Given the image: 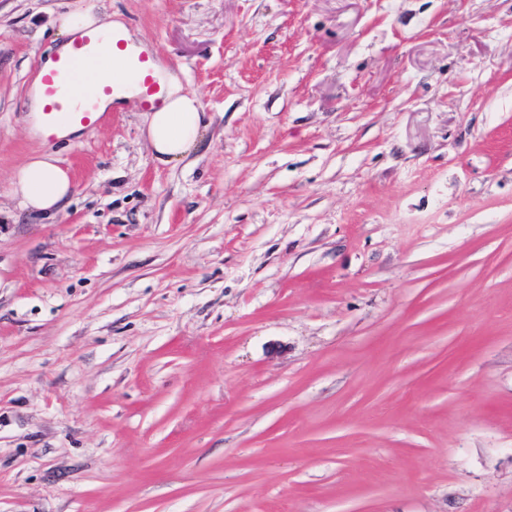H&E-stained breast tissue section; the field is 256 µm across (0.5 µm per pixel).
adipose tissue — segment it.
Segmentation results:
<instances>
[{
	"instance_id": "ef3b65f1",
	"label": "adipose tissue",
	"mask_w": 512,
	"mask_h": 512,
	"mask_svg": "<svg viewBox=\"0 0 512 512\" xmlns=\"http://www.w3.org/2000/svg\"><path fill=\"white\" fill-rule=\"evenodd\" d=\"M154 75L166 91L163 106L145 115V134L160 162H178L197 148L206 126L198 96L185 89L182 79L161 63H154ZM13 193L21 206L35 214L59 210L71 192V180L54 153L33 157L12 181Z\"/></svg>"
}]
</instances>
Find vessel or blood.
Returning <instances> with one entry per match:
<instances>
[{"label": "vessel or blood", "instance_id": "obj_1", "mask_svg": "<svg viewBox=\"0 0 512 512\" xmlns=\"http://www.w3.org/2000/svg\"><path fill=\"white\" fill-rule=\"evenodd\" d=\"M118 37L111 28L99 26L74 40L70 52L56 59L55 67L41 78V88L48 106L41 115L43 136L55 141V130L61 124L93 126L102 118L99 111L101 96H119L125 91L117 82H94L81 98H73L71 89L82 74H93L105 58L106 45L116 43ZM149 52L143 47L129 48L122 56L113 58L117 68L129 71L139 78V99L143 107L157 108L163 103L159 83L147 68Z\"/></svg>", "mask_w": 512, "mask_h": 512}]
</instances>
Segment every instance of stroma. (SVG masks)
Listing matches in <instances>:
<instances>
[{
    "mask_svg": "<svg viewBox=\"0 0 512 512\" xmlns=\"http://www.w3.org/2000/svg\"><path fill=\"white\" fill-rule=\"evenodd\" d=\"M90 6L185 161L135 100L35 133ZM0 512H512V0H0ZM153 69L166 97L161 108L145 112V134L155 158L162 163L179 162L199 145L206 115L198 96L185 89L177 72L159 61ZM58 162L54 153L44 152L17 171L12 181L13 193L24 209L34 214H49L67 202L71 180Z\"/></svg>",
    "mask_w": 512,
    "mask_h": 512,
    "instance_id": "stroma-1",
    "label": "stroma"
}]
</instances>
